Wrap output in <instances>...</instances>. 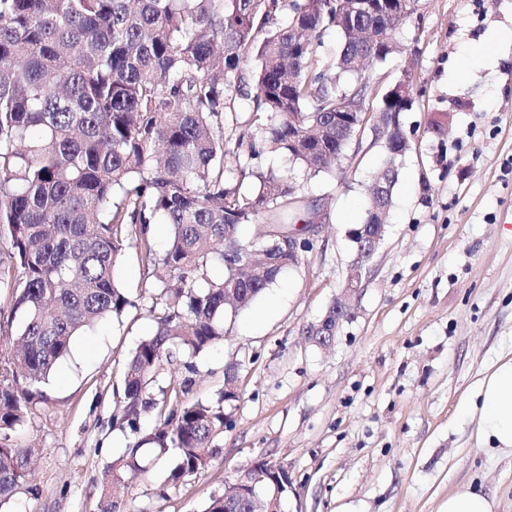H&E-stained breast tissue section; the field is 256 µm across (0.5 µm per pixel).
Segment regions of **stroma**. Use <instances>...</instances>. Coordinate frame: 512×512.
Listing matches in <instances>:
<instances>
[{
  "mask_svg": "<svg viewBox=\"0 0 512 512\" xmlns=\"http://www.w3.org/2000/svg\"><path fill=\"white\" fill-rule=\"evenodd\" d=\"M512 0H419L395 30V55L369 70L386 90L411 70L416 101L400 120L412 149L400 161L388 236L368 265L331 348L308 343L354 258L349 230L382 162L363 147L345 182L264 153L288 172L325 224L299 264L247 309L226 315L223 341L180 353L159 385L196 368L189 399L212 400L237 364L238 399L207 467L178 488L172 458L152 461L112 494L121 512H204L211 496L261 459L287 467L283 512H444L474 484L512 512V453L484 447L460 408L482 372L512 356ZM445 123L431 133V121ZM117 282L138 300L121 320L75 337L11 445L34 451L38 497L9 512H98L105 468L135 435L113 419L123 370L153 331L161 285L134 257Z\"/></svg>",
  "mask_w": 512,
  "mask_h": 512,
  "instance_id": "35a3bbf8",
  "label": "stroma"
}]
</instances>
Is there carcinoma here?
<instances>
[{
  "label": "carcinoma",
  "mask_w": 512,
  "mask_h": 512,
  "mask_svg": "<svg viewBox=\"0 0 512 512\" xmlns=\"http://www.w3.org/2000/svg\"><path fill=\"white\" fill-rule=\"evenodd\" d=\"M338 16L336 0H0V290L21 317L17 349L0 367V507L24 489L35 496L33 453L7 444L43 400L40 386L84 328L138 307L115 280L126 249H136L162 284L149 309L156 329L124 366L120 413L131 432L141 417L156 425L107 467L103 485L145 469L147 457L173 454L167 482L180 485L205 468L224 433L226 406L186 401L192 379L154 388L175 351L196 355L224 338L226 309L250 307L287 265L270 247L273 233L301 220L292 179L252 164L282 151L314 176L343 173L347 149L367 112H407L414 100L379 92L353 64L370 69L397 45L378 36L387 4ZM339 43L322 57L325 33ZM257 61L253 122L238 125L242 64ZM352 97L361 111L336 120ZM398 126L387 132L382 167L366 186L360 223L390 210L401 160L411 149ZM233 158L240 179L225 180ZM267 217L245 241L242 227ZM170 227L168 249L152 248L151 225ZM251 263L237 280L212 262L224 249ZM204 512H250L234 494L211 497Z\"/></svg>",
  "instance_id": "carcinoma-1"
}]
</instances>
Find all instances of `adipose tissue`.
<instances>
[{
    "label": "adipose tissue",
    "mask_w": 512,
    "mask_h": 512,
    "mask_svg": "<svg viewBox=\"0 0 512 512\" xmlns=\"http://www.w3.org/2000/svg\"><path fill=\"white\" fill-rule=\"evenodd\" d=\"M461 411L476 418L481 444L512 450V356L499 359L484 374Z\"/></svg>",
    "instance_id": "obj_1"
}]
</instances>
